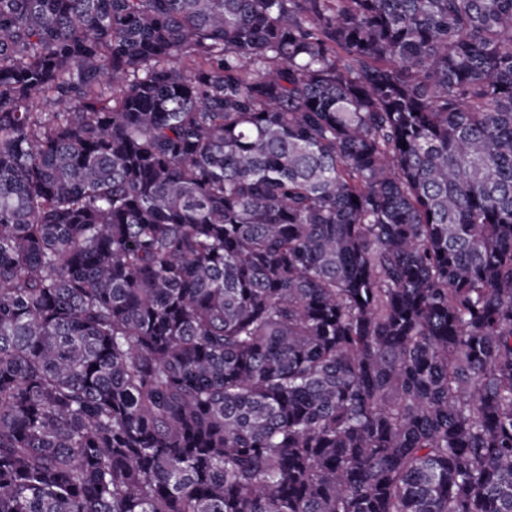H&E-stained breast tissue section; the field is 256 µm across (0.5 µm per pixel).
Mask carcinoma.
<instances>
[{"label":"carcinoma","instance_id":"carcinoma-1","mask_svg":"<svg viewBox=\"0 0 512 512\" xmlns=\"http://www.w3.org/2000/svg\"><path fill=\"white\" fill-rule=\"evenodd\" d=\"M0 512H512V0H0Z\"/></svg>","mask_w":512,"mask_h":512}]
</instances>
